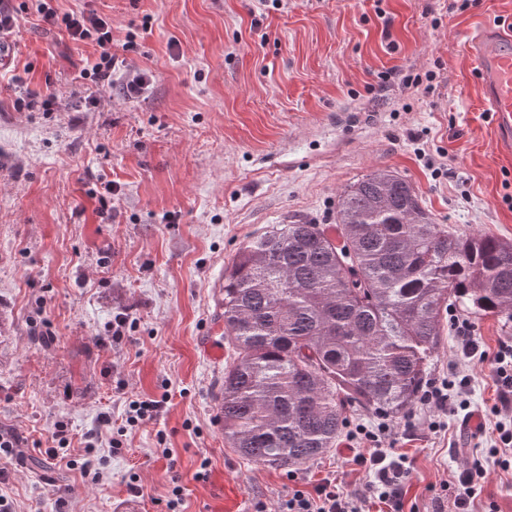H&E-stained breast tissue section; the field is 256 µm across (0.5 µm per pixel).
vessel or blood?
Here are the masks:
<instances>
[{
	"mask_svg": "<svg viewBox=\"0 0 512 512\" xmlns=\"http://www.w3.org/2000/svg\"><path fill=\"white\" fill-rule=\"evenodd\" d=\"M467 51L486 111L497 117L501 144L512 151V26L490 25L469 35Z\"/></svg>",
	"mask_w": 512,
	"mask_h": 512,
	"instance_id": "1",
	"label": "vessel or blood"
}]
</instances>
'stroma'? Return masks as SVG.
<instances>
[{
  "instance_id": "1",
  "label": "stroma",
  "mask_w": 512,
  "mask_h": 512,
  "mask_svg": "<svg viewBox=\"0 0 512 512\" xmlns=\"http://www.w3.org/2000/svg\"><path fill=\"white\" fill-rule=\"evenodd\" d=\"M25 2L13 0L20 27L0 42L12 57L0 69L9 512H57L62 500L72 512H168L177 484L180 512H278L294 488L325 478L359 491L368 473L346 441L291 472L229 447L216 396L231 357L207 351L224 343L216 286L248 238L290 220L335 223L339 192L377 170L410 182L437 223L512 240V155L496 147L465 46L466 33L512 19V0H55L59 12L111 21L121 72L154 74L133 100L80 80L93 46L24 13ZM22 87L55 92L53 111L17 110ZM112 182L114 206L101 209ZM119 314L128 323L116 339ZM470 321L486 358L464 397L490 426L473 434L462 413L419 402L396 421L382 445L407 458L402 512H449L452 475L476 461V512H512V469L491 454L492 357L512 325ZM145 399L163 400L159 415L127 425L128 403ZM60 422L75 442L68 457L98 481L46 455Z\"/></svg>"
}]
</instances>
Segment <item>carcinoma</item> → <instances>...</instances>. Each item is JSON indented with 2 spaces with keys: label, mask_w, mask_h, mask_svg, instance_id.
I'll return each instance as SVG.
<instances>
[{
  "label": "carcinoma",
  "mask_w": 512,
  "mask_h": 512,
  "mask_svg": "<svg viewBox=\"0 0 512 512\" xmlns=\"http://www.w3.org/2000/svg\"><path fill=\"white\" fill-rule=\"evenodd\" d=\"M221 292L224 439L298 468L334 447L350 412L409 413L447 311L512 322V241L436 223L380 170L339 193L336 235L291 221L244 242Z\"/></svg>",
  "instance_id": "obj_1"
}]
</instances>
